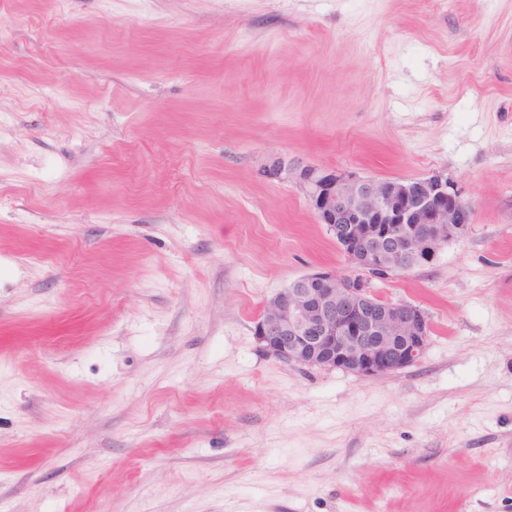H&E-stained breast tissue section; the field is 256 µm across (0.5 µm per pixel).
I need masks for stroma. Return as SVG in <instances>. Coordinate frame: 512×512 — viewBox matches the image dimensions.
<instances>
[{"mask_svg":"<svg viewBox=\"0 0 512 512\" xmlns=\"http://www.w3.org/2000/svg\"><path fill=\"white\" fill-rule=\"evenodd\" d=\"M276 156L472 206L417 364L258 349L352 272ZM0 512H512V0H0Z\"/></svg>","mask_w":512,"mask_h":512,"instance_id":"stroma-1","label":"stroma"}]
</instances>
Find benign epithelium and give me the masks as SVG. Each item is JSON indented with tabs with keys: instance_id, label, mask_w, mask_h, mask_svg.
<instances>
[{
	"instance_id": "obj_1",
	"label": "benign epithelium",
	"mask_w": 512,
	"mask_h": 512,
	"mask_svg": "<svg viewBox=\"0 0 512 512\" xmlns=\"http://www.w3.org/2000/svg\"><path fill=\"white\" fill-rule=\"evenodd\" d=\"M268 175L293 180L318 223L354 267L292 280L266 300L254 335L267 355L297 367L377 378L423 357L430 319L419 306L373 293L371 278L432 263L462 238L473 211L454 181L364 179L352 172L271 160Z\"/></svg>"
}]
</instances>
